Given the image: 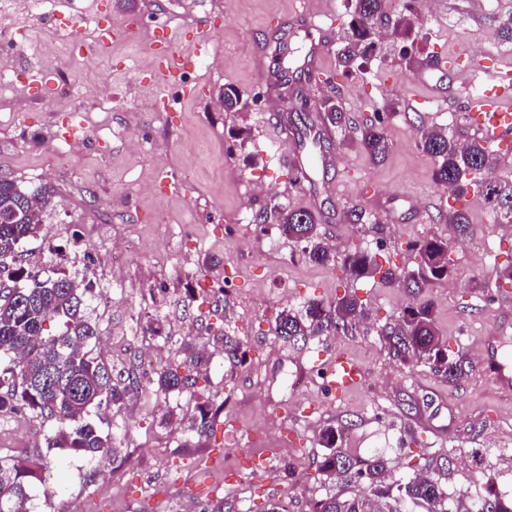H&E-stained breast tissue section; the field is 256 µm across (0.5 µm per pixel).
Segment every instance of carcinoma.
<instances>
[{
	"instance_id": "cac0c4a2",
	"label": "carcinoma",
	"mask_w": 512,
	"mask_h": 512,
	"mask_svg": "<svg viewBox=\"0 0 512 512\" xmlns=\"http://www.w3.org/2000/svg\"><path fill=\"white\" fill-rule=\"evenodd\" d=\"M385 0H352L350 35L338 52L343 74L352 70L356 60L374 46V24L383 16ZM416 19L415 0L405 4V12L394 22L393 34L406 40ZM224 111L242 109L239 92L226 87L220 92ZM387 113L378 112L373 120L356 127V143L374 160L389 151L384 134ZM322 123L333 127L353 123L334 102L324 104ZM418 147L439 159L433 171L434 181L446 188H461L468 174H485L482 186L496 224H512V184L491 177L498 162L492 144L483 138L460 143L436 129L418 130ZM52 204L40 192H27L8 179L0 178V215L13 220L0 223V411L27 410L54 422L55 432L48 439L50 448L95 457L113 447L110 435L90 419V413L110 408L118 413L129 396L138 389L131 372L109 368L94 355L93 342L98 328L90 316L92 281H77L65 273L43 274V270L24 273L11 265L19 244L38 235L41 215ZM273 216L281 233L308 244L311 261L329 265L341 259L348 274L356 279L374 274L377 265L366 251L354 249L337 256L319 232L317 216L308 210L274 208L259 213L265 220ZM415 254L416 269L397 274L388 269L384 278L401 288L418 291L435 281L455 276L450 259L449 239L431 235L407 243ZM432 301L407 306L394 322L385 325L383 337L390 353L406 362L426 359L435 370L458 385L467 376L466 361L448 355L447 340L436 326ZM366 316V310L350 295L332 302L312 299L300 310L282 311L275 324L276 335L285 340H306L314 336L346 332ZM51 318L60 323L58 333L47 336L44 324ZM170 342V360L157 372L152 384L166 394L194 388L198 377L206 374L211 355L186 340L166 337ZM224 361L234 366L241 362L240 341L224 335ZM224 404L197 406L191 430L208 434L214 418ZM343 430L329 427L321 435L328 453L319 462V472L334 475L348 483L363 481V487L347 494H335L316 500L311 512H448V494L434 476H410L394 479L387 473L383 457L367 461L348 456L341 446ZM47 482V464L22 456L0 457V512H37L30 491L33 485ZM490 504V512H512V496L502 495L486 482L485 494L455 512H475V506Z\"/></svg>"
}]
</instances>
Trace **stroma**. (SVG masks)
Segmentation results:
<instances>
[{
	"label": "stroma",
	"instance_id": "35a3bbf8",
	"mask_svg": "<svg viewBox=\"0 0 512 512\" xmlns=\"http://www.w3.org/2000/svg\"><path fill=\"white\" fill-rule=\"evenodd\" d=\"M404 3L386 0L374 48L344 78L335 71L351 0H66L63 14L101 9L112 19L115 38L96 43L89 59L70 54L53 23L37 21L32 35L41 50L23 51L18 63L35 80L50 71L53 94L45 101L18 88L0 97V176L28 191L49 188L53 206L39 236L20 244L16 266L41 260L92 281L94 352L108 366L152 378L140 360L148 353L168 361L170 336L194 337L215 352L210 383L195 394L148 388L120 413L102 411L115 442L102 461L46 448L52 424L43 417L0 413V456L50 461L47 485L33 490L43 512H212L220 504L226 512H262L274 501L309 512L315 500L346 490L317 471L320 433L329 425L351 437L354 458L383 449L392 477H438L449 501L472 500L489 481L512 495V391L494 384L478 353L482 336L495 335L512 365V291L497 289L498 271L512 261V225L493 223L487 203L466 206L469 231L451 245L455 280L414 293L346 278L311 262L305 244L274 222L252 220L270 203L307 209L337 253L357 246L382 266L408 270L414 259L401 242L449 235V192L433 179L438 160L418 148V129L476 138L466 103L484 77L471 60L512 64V42L498 33L512 18V0H431L405 49L390 27ZM308 20L324 24L328 38L316 76L290 78L273 91L261 86L258 62L274 61L258 58L259 48L281 26L296 31ZM157 23L202 30L216 48L182 86L155 72L149 33ZM435 54L455 65L428 80L422 70ZM186 85L192 96L183 94ZM227 86L239 91L241 111H225L219 91ZM104 87L112 94L107 112L96 104ZM328 97L357 120L389 112L392 149L372 161L352 128L333 127L326 167L296 180L278 157L284 150L302 157L299 137L292 131L287 144L275 142L266 113L280 121L314 117ZM68 131L77 145L61 157L51 144ZM165 173L182 182L181 194L158 188ZM353 208L363 211L362 223L348 222ZM116 240L128 244L117 267L109 260ZM344 293L367 311L352 330L298 342L276 336L281 311ZM427 299L452 351L470 366L461 385L425 361L393 358L382 336L403 308ZM155 319L163 324L159 337L147 331ZM225 334L241 340L245 358L234 367L218 352ZM339 352L360 364L364 379L334 397L320 372ZM208 399L224 408L213 433L200 437L188 426ZM270 443L281 455L253 467Z\"/></svg>",
	"mask_w": 512,
	"mask_h": 512
}]
</instances>
